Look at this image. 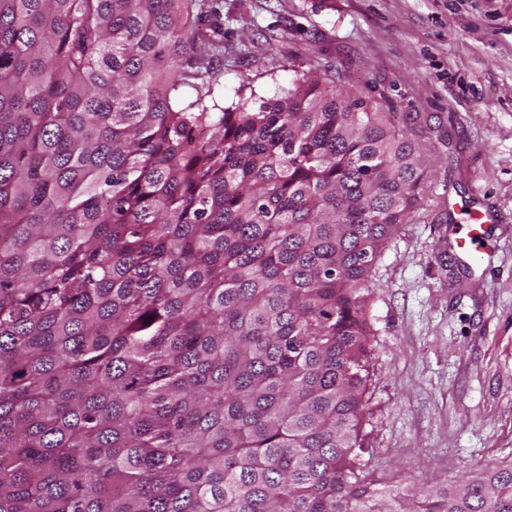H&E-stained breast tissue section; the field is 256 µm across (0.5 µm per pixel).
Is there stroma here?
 Instances as JSON below:
<instances>
[{
    "label": "stroma",
    "mask_w": 512,
    "mask_h": 512,
    "mask_svg": "<svg viewBox=\"0 0 512 512\" xmlns=\"http://www.w3.org/2000/svg\"><path fill=\"white\" fill-rule=\"evenodd\" d=\"M225 102L280 96L293 73L426 125L430 207L377 262L366 444L375 487L413 498L512 464V0H218ZM495 212L493 260L450 248L465 207Z\"/></svg>",
    "instance_id": "1"
}]
</instances>
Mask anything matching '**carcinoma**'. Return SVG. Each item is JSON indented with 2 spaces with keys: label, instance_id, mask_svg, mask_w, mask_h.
<instances>
[{
  "label": "carcinoma",
  "instance_id": "obj_1",
  "mask_svg": "<svg viewBox=\"0 0 512 512\" xmlns=\"http://www.w3.org/2000/svg\"><path fill=\"white\" fill-rule=\"evenodd\" d=\"M201 0H0V512H512V465L366 474L395 113L297 66L229 107Z\"/></svg>",
  "mask_w": 512,
  "mask_h": 512
}]
</instances>
